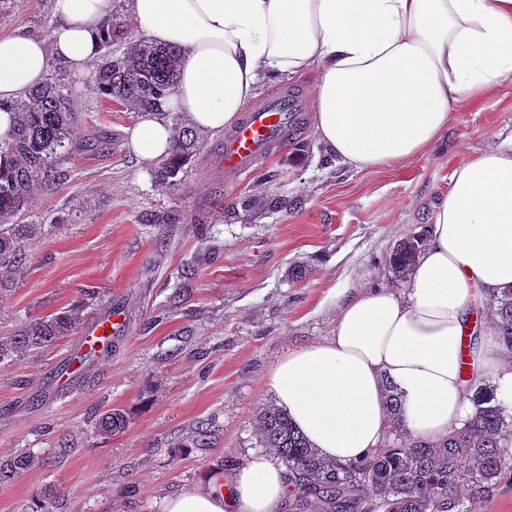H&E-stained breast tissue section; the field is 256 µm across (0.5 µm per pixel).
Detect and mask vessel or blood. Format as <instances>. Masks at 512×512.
Wrapping results in <instances>:
<instances>
[{"instance_id":"b4317fda","label":"vessel or blood","mask_w":512,"mask_h":512,"mask_svg":"<svg viewBox=\"0 0 512 512\" xmlns=\"http://www.w3.org/2000/svg\"><path fill=\"white\" fill-rule=\"evenodd\" d=\"M305 108V97L287 88L249 108L240 122L224 134L221 158L225 178L234 181L247 175L273 149L286 145ZM122 321L118 311L99 320L85 336V345L105 343L111 330Z\"/></svg>"}]
</instances>
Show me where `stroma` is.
<instances>
[{"label":"stroma","mask_w":512,"mask_h":512,"mask_svg":"<svg viewBox=\"0 0 512 512\" xmlns=\"http://www.w3.org/2000/svg\"><path fill=\"white\" fill-rule=\"evenodd\" d=\"M52 0H6L0 33L50 36ZM71 89L85 147L62 157L23 218L37 227L26 267L0 289V337L99 297L72 335L0 362V461L27 452L29 472L0 485V512H163L164 500L232 474L259 454L266 378L296 349L333 336L343 304L368 288L404 292L393 247L427 232L462 160L512 136V86L452 112L426 153L359 171L337 161L303 119L255 176L228 182L223 132L173 186L141 168L136 120L88 77L53 62ZM125 324L77 359L82 336L112 311ZM118 408L125 429L98 435ZM212 424L207 444L199 422Z\"/></svg>","instance_id":"1"}]
</instances>
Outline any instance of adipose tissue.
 Listing matches in <instances>:
<instances>
[{"label": "adipose tissue", "mask_w": 512, "mask_h": 512, "mask_svg": "<svg viewBox=\"0 0 512 512\" xmlns=\"http://www.w3.org/2000/svg\"><path fill=\"white\" fill-rule=\"evenodd\" d=\"M113 0H54L50 37L0 35V138L9 106L52 62L81 77L99 56ZM133 23L181 52L174 92L141 113L129 148L146 167L168 157L169 112L233 126L271 74L313 70V124L329 152L365 170L427 152L451 112L512 85V0H129ZM406 292L367 290L342 307L330 339L294 349L266 383L324 457L360 462L389 430L386 389L417 439L444 437L472 404L462 362L512 404V349L485 342L489 295L512 288V137L459 163L438 202ZM279 465L259 455L232 478L164 501V512H281Z\"/></svg>", "instance_id": "adipose-tissue-1"}]
</instances>
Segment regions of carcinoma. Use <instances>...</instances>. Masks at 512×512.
Masks as SVG:
<instances>
[{
	"label": "carcinoma",
	"instance_id": "1",
	"mask_svg": "<svg viewBox=\"0 0 512 512\" xmlns=\"http://www.w3.org/2000/svg\"><path fill=\"white\" fill-rule=\"evenodd\" d=\"M101 62L91 72L97 91L128 110L150 109L172 94L179 66V52L141 40L120 55L112 46L127 37L124 22L107 21ZM16 128L8 140H0V154L12 166L0 170V286L7 283L30 256L35 229L18 224L38 185L56 177L55 159L78 144L73 102L63 93L62 78L55 75L30 90L12 106ZM172 154L158 164L156 179L172 185L180 171L200 153L204 136L197 128H176ZM423 235H411L393 248L389 265L403 277L415 267ZM488 301L494 307V338L512 346V289ZM83 319V303L54 315L29 321L7 340L0 341V361L23 351L52 343L72 334ZM473 411L461 426L436 443L411 440L404 432L401 404L388 395L395 441L369 460L340 463L321 458L292 424L288 415L273 404H265L254 418L257 441L273 449L289 472L290 483L299 493L298 507L315 499L324 512H472L475 504L492 491L508 469L512 447V415L498 401L494 389L475 386ZM122 410L109 409L99 415L97 432L104 436L124 430ZM35 465L33 457L20 454L0 463V482H8Z\"/></svg>",
	"mask_w": 512,
	"mask_h": 512
}]
</instances>
